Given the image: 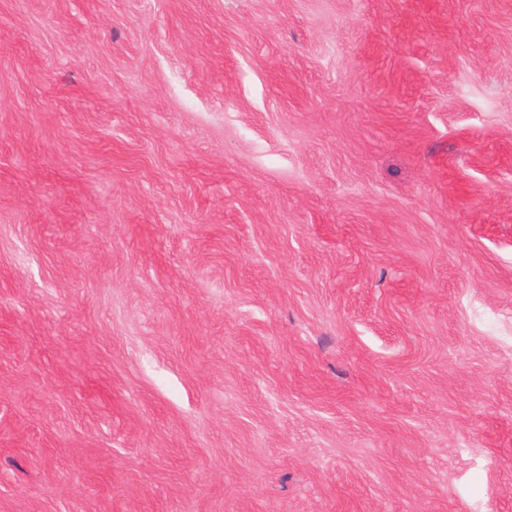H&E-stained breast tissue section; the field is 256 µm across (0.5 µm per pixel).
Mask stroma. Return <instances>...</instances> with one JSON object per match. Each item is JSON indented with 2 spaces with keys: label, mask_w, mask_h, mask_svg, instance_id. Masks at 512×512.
I'll return each mask as SVG.
<instances>
[{
  "label": "stroma",
  "mask_w": 512,
  "mask_h": 512,
  "mask_svg": "<svg viewBox=\"0 0 512 512\" xmlns=\"http://www.w3.org/2000/svg\"><path fill=\"white\" fill-rule=\"evenodd\" d=\"M0 512H512V0H0Z\"/></svg>",
  "instance_id": "stroma-1"
}]
</instances>
